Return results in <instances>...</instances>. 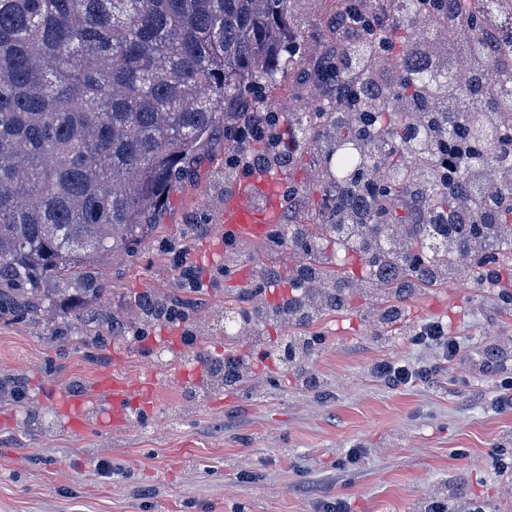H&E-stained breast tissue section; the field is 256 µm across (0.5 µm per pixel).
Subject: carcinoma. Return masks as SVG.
I'll return each mask as SVG.
<instances>
[{"instance_id":"obj_1","label":"carcinoma","mask_w":512,"mask_h":512,"mask_svg":"<svg viewBox=\"0 0 512 512\" xmlns=\"http://www.w3.org/2000/svg\"><path fill=\"white\" fill-rule=\"evenodd\" d=\"M300 0H0V320L36 318L68 292L95 301L107 294L94 265L100 254L138 252L156 217L169 205L188 163L228 114L261 99L293 62ZM490 0L472 5L468 47L480 56ZM399 44L412 30L416 0H397ZM480 71L458 81L449 67L405 71L393 93L428 101L454 96L448 141L466 132L485 146L454 174L457 191L429 180V200L448 216L466 194L477 218L484 174L501 163L494 146L512 132V94L499 86L505 121L486 125L470 102ZM327 112H294L288 126L312 139ZM401 108L369 115L374 140L358 125L341 128L323 161L331 168L324 196L359 186L378 167L381 210L410 188L401 150L428 138L410 127ZM493 224H337L330 210L310 224L288 228L299 255L287 322L305 327L327 313L349 309L358 287L378 291V315L389 328L405 316L406 302L424 288L465 274L478 288H506L512 265V182L499 185ZM476 250L491 252L499 270L456 263ZM143 320L160 318L168 304L150 294L135 301ZM236 336L258 319L236 305L224 307ZM97 349L104 336L97 318L82 315V335L58 336ZM199 359L223 384L242 381L243 362L231 351Z\"/></svg>"}]
</instances>
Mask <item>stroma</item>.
<instances>
[{"label":"stroma","instance_id":"stroma-1","mask_svg":"<svg viewBox=\"0 0 512 512\" xmlns=\"http://www.w3.org/2000/svg\"><path fill=\"white\" fill-rule=\"evenodd\" d=\"M337 0H308L299 28L301 50L264 104L285 112H317L319 87L301 88L321 47L331 39ZM232 151L215 131L193 157L191 175L137 255L98 257L108 288L106 316L126 321L124 335L101 349L58 347L78 333V312L62 300L36 320L0 322V377L24 378L21 401L0 398V512H324L346 500L352 512H424L434 497L451 512H512V470L496 468L498 450L512 449V409L492 401L512 361L487 369V347H512V301L501 289L453 278L418 292L397 327L382 328L375 293L360 290L354 308L319 319L303 334L311 354L280 360L293 325L271 320L227 341L224 307L270 308L288 292L298 262L289 246L272 250L225 245L221 215L233 183L224 172ZM301 206L282 210L284 224L310 223L328 173L311 157L282 170ZM196 224L207 234L193 233ZM192 269L197 288L185 287ZM149 293L186 301L183 318L142 322L131 315ZM438 321L459 345L456 358L412 339ZM233 349L245 361L241 385H221L197 360ZM426 367V380L389 388L375 365ZM155 375L151 407L134 406L129 423L106 427L108 403L87 405L81 427L40 395L91 389L100 376ZM318 385H310V378ZM357 459H350V451Z\"/></svg>","mask_w":512,"mask_h":512}]
</instances>
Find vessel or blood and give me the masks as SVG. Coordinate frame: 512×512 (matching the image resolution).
<instances>
[{"label": "vessel or blood", "instance_id": "vessel-or-blood-1", "mask_svg": "<svg viewBox=\"0 0 512 512\" xmlns=\"http://www.w3.org/2000/svg\"><path fill=\"white\" fill-rule=\"evenodd\" d=\"M281 209L280 192L275 176L255 173L235 187L224 200L225 237L246 238L252 241L262 237L267 225L278 223ZM158 392L155 377L137 381L112 376L93 387V395H105L112 405L108 424L121 428L128 420V403L150 405Z\"/></svg>", "mask_w": 512, "mask_h": 512}]
</instances>
